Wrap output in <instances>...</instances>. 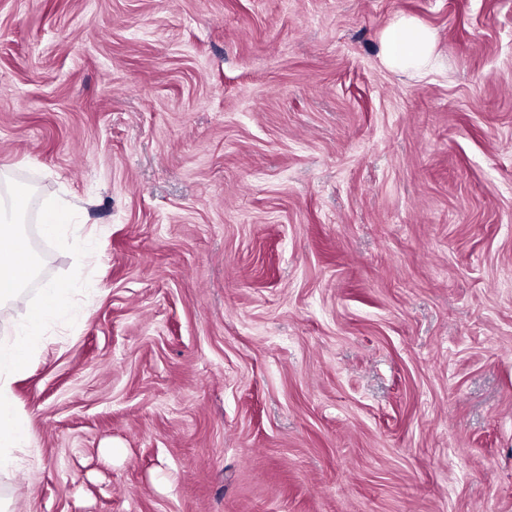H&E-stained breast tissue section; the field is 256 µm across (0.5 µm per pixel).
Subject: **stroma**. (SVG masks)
Listing matches in <instances>:
<instances>
[{
  "mask_svg": "<svg viewBox=\"0 0 512 512\" xmlns=\"http://www.w3.org/2000/svg\"><path fill=\"white\" fill-rule=\"evenodd\" d=\"M15 176L88 288L10 512H512V0H0ZM386 63L425 78L435 66L434 33L413 18H401L382 35Z\"/></svg>",
  "mask_w": 512,
  "mask_h": 512,
  "instance_id": "35a3bbf8",
  "label": "stroma"
}]
</instances>
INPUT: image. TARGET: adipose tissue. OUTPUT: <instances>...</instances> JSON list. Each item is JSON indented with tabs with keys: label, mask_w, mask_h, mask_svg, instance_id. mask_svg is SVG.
<instances>
[{
	"label": "adipose tissue",
	"mask_w": 512,
	"mask_h": 512,
	"mask_svg": "<svg viewBox=\"0 0 512 512\" xmlns=\"http://www.w3.org/2000/svg\"><path fill=\"white\" fill-rule=\"evenodd\" d=\"M382 52L389 66L424 78L435 66V36L419 21L402 18L384 31Z\"/></svg>",
	"instance_id": "ef3b65f1"
}]
</instances>
